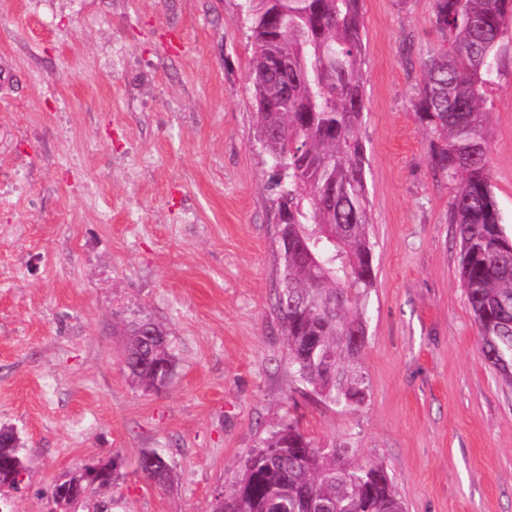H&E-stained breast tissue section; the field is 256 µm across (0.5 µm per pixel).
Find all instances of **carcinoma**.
Segmentation results:
<instances>
[{
  "label": "carcinoma",
  "instance_id": "1",
  "mask_svg": "<svg viewBox=\"0 0 512 512\" xmlns=\"http://www.w3.org/2000/svg\"><path fill=\"white\" fill-rule=\"evenodd\" d=\"M363 0H246L253 56L250 80L257 141L271 160L269 190L279 222L276 310L288 360L322 402L354 410L367 398L352 358L365 339L362 302L376 273L370 241ZM512 0H433L439 45L421 59L423 85L412 108L435 137L434 175L457 185L450 223L459 274L486 361L512 387V239L501 224L488 170L485 90L500 75L512 39ZM126 322L124 368L160 391L175 368L166 332ZM15 431L0 426V496L17 488L27 457ZM289 418L246 457L241 478L210 512H404L383 466L349 462ZM137 472L157 489L171 469L155 451ZM115 456L85 464L54 486L51 512L108 491L123 477Z\"/></svg>",
  "mask_w": 512,
  "mask_h": 512
}]
</instances>
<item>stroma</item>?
<instances>
[{
    "mask_svg": "<svg viewBox=\"0 0 512 512\" xmlns=\"http://www.w3.org/2000/svg\"><path fill=\"white\" fill-rule=\"evenodd\" d=\"M245 0H0V425L28 459L0 512H50L96 458L124 478L75 512H208L286 414L382 465L406 512H512V387L458 273L453 183L411 107L432 0H365L377 270L346 412L304 394L274 311L270 163L256 141ZM488 167L512 236V41L487 93ZM169 334L158 392L124 370L122 321ZM156 450L162 490L136 471ZM149 453L155 456L156 462L152 465V468H146L143 466V460L150 455L143 454L137 461V472L155 488L163 489L171 481V469L161 453L157 451Z\"/></svg>",
    "mask_w": 512,
    "mask_h": 512,
    "instance_id": "1",
    "label": "stroma"
}]
</instances>
